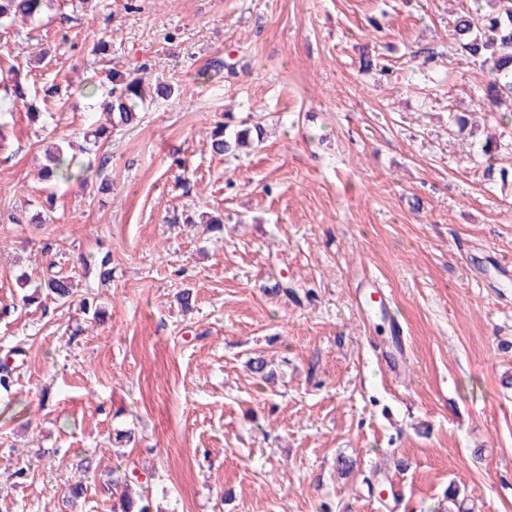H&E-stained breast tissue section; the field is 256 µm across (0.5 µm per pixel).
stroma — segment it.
Instances as JSON below:
<instances>
[{
    "label": "stroma",
    "instance_id": "1",
    "mask_svg": "<svg viewBox=\"0 0 512 512\" xmlns=\"http://www.w3.org/2000/svg\"><path fill=\"white\" fill-rule=\"evenodd\" d=\"M72 3L0 25V56L58 90L40 116L0 112V512H59L84 456L80 512H111L116 465L159 512H443L452 485L465 512H512V181L485 173L512 168V128L450 35L472 0ZM143 65L174 95L80 152L110 68ZM244 120L262 142L212 153ZM52 142L89 178L34 224ZM54 271L102 321L22 303ZM370 281L386 313L360 305Z\"/></svg>",
    "mask_w": 512,
    "mask_h": 512
}]
</instances>
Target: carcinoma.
<instances>
[{
	"mask_svg": "<svg viewBox=\"0 0 512 512\" xmlns=\"http://www.w3.org/2000/svg\"><path fill=\"white\" fill-rule=\"evenodd\" d=\"M487 4V11L477 7L459 14L454 22V36L465 54L480 61V67L488 70L484 88L487 103L483 108L507 117L512 114V0H487ZM46 6L47 0H0V21L13 22L19 17L32 21ZM109 77L112 81L109 106L112 127L129 126L137 121L138 107L147 101L151 84L116 68L110 71ZM253 133L260 139L263 129L256 125L227 135L223 128L217 127L210 135L211 148L216 154H233L249 145ZM45 158L41 176L47 183L57 184L85 175L59 144L46 149ZM40 287L63 304L72 302L77 295V284L69 276H49ZM107 477L114 489H122L112 512H154L150 497L143 494L134 497L129 493L132 477L126 471L116 467L108 471Z\"/></svg>",
	"mask_w": 512,
	"mask_h": 512,
	"instance_id": "1",
	"label": "carcinoma"
}]
</instances>
